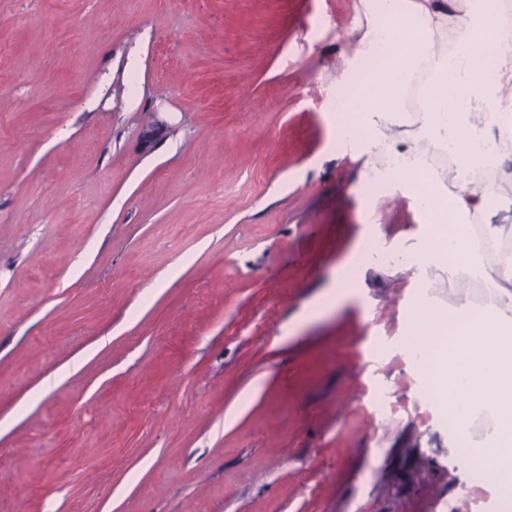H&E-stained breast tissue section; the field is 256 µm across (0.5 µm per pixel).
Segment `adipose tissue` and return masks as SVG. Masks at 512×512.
Listing matches in <instances>:
<instances>
[{
    "label": "adipose tissue",
    "instance_id": "adipose-tissue-1",
    "mask_svg": "<svg viewBox=\"0 0 512 512\" xmlns=\"http://www.w3.org/2000/svg\"><path fill=\"white\" fill-rule=\"evenodd\" d=\"M505 0H475L465 15L452 14L448 0H365L369 15H382L349 56L336 81V144L365 155L400 158L390 194L429 197L424 215L429 224L454 226L459 278L489 277L502 283L481 306L459 300L450 311L457 328L438 355L440 389L434 402L442 410L459 405L467 419L458 421L457 436L468 434L470 421L485 417L484 437L473 440L468 461L479 462L512 497V256L490 262L487 251L506 231L502 224L481 227L483 245L474 244L472 217L500 206L498 186L469 187L453 176L452 189L422 171V147L447 148L456 143L460 164L468 169L502 167L498 145L512 138V31L501 17ZM377 58L365 71L366 56ZM421 89L414 142L399 146L385 127L405 109L410 86Z\"/></svg>",
    "mask_w": 512,
    "mask_h": 512
}]
</instances>
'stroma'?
Listing matches in <instances>:
<instances>
[{"label":"stroma","instance_id":"obj_1","mask_svg":"<svg viewBox=\"0 0 512 512\" xmlns=\"http://www.w3.org/2000/svg\"><path fill=\"white\" fill-rule=\"evenodd\" d=\"M360 19L352 28V19ZM362 0H0V512H501L400 344L448 275L336 151ZM152 119L164 128L139 138ZM389 406L376 407L378 393Z\"/></svg>","mask_w":512,"mask_h":512}]
</instances>
